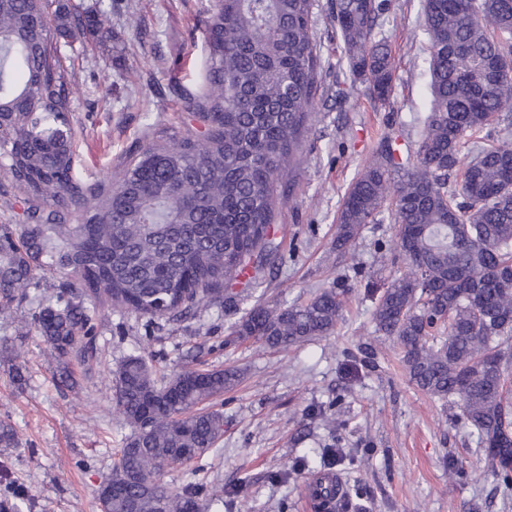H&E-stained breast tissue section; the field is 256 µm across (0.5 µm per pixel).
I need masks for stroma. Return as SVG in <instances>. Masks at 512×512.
Wrapping results in <instances>:
<instances>
[{
	"instance_id": "obj_1",
	"label": "stroma",
	"mask_w": 512,
	"mask_h": 512,
	"mask_svg": "<svg viewBox=\"0 0 512 512\" xmlns=\"http://www.w3.org/2000/svg\"><path fill=\"white\" fill-rule=\"evenodd\" d=\"M316 0L313 38L323 60L312 125L280 205L282 260L266 288L237 284L243 307L256 300L293 304L338 288L345 306L335 332L270 350L230 344L232 322L203 305L191 317L148 320L106 311L96 326L89 367L63 387L58 363L30 324L64 276L39 274L25 302L0 319V420L19 445L0 447V512H101L98 490L110 476L130 427L116 410L112 371L141 353L158 374L180 368H233L236 385L213 401L224 433L202 463L166 469L173 488L202 483L200 512H311L306 486L321 452L342 449L332 470L344 482L348 512H512V490L498 489L456 404L431 398L408 380L399 347L376 335L375 299L395 271L388 221L364 225L352 242L360 265L334 250L337 215L349 185L373 161L379 140L395 137L398 158L416 151L429 111V64L421 0H388L377 32L394 70L393 104L373 107L343 58L330 11ZM112 19V48L75 60L72 99L75 172L87 180L119 172L136 143L178 126L182 103L172 79L205 85L203 20L211 0H99ZM21 367L25 384L12 378ZM469 473H448V457Z\"/></svg>"
}]
</instances>
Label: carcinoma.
<instances>
[{
  "label": "carcinoma",
  "mask_w": 512,
  "mask_h": 512,
  "mask_svg": "<svg viewBox=\"0 0 512 512\" xmlns=\"http://www.w3.org/2000/svg\"><path fill=\"white\" fill-rule=\"evenodd\" d=\"M383 0H336L352 73L389 107L393 67L376 22ZM314 0H212L205 21V91L184 96L187 120L135 147L105 181L75 173L74 47L112 40L100 5L0 0V196H23L20 224H0V316L41 272L67 271L31 324L57 360L84 359L102 306L180 319L202 302L241 313L228 342L270 349L335 332L344 294L239 311L232 285L252 288L275 266L279 187L292 179L323 69L312 37ZM430 113L414 155L386 137L380 160L343 197L336 248L392 200L396 251L407 261L373 312L375 333L402 350L414 386L456 404L499 484L512 488V141L479 134L512 112V0H423ZM470 145L460 183L448 177ZM233 369L185 368L159 379L142 355L114 371L115 405L132 428L103 512H198L204 488L180 490L162 471L204 455L224 432L205 404L233 388Z\"/></svg>",
  "instance_id": "obj_1"
}]
</instances>
